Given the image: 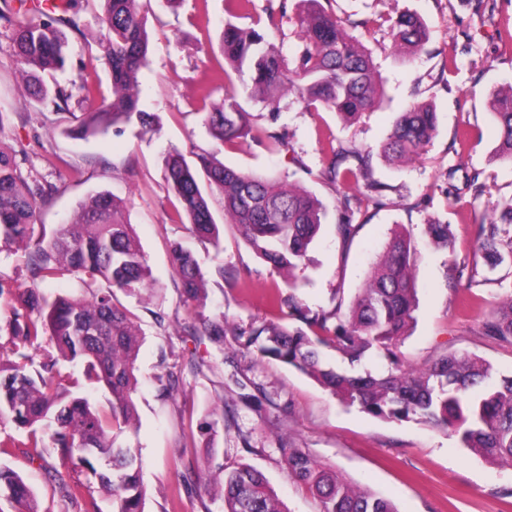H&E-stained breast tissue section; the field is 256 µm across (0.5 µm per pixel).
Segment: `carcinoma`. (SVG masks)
Here are the masks:
<instances>
[{"mask_svg":"<svg viewBox=\"0 0 512 512\" xmlns=\"http://www.w3.org/2000/svg\"><path fill=\"white\" fill-rule=\"evenodd\" d=\"M100 2L108 36L97 48L110 67L112 97L101 98L72 133L85 139L119 124H137L150 131L154 114L141 108L137 84L148 53L143 0ZM300 2L297 22L305 47L295 67H288L268 41L259 19L248 28L230 21L224 24V61L236 72L250 73L251 96L264 102L272 114L277 112L279 94L293 90L308 106L318 104L345 120H355L376 102L371 56L320 0ZM72 10L73 0L48 8L43 0H14L0 11V19L8 23L20 14L32 16L15 23L9 51L21 67L30 96L58 109L71 94L59 84H46L44 76L65 67L64 28L79 30L68 16ZM385 23L407 54L428 39L427 24L416 14L373 20L378 26ZM224 82V98L205 113V124L216 141L232 145L248 136L251 125L249 113L227 86V72ZM491 111L500 128L495 155L512 160V90L492 95ZM437 127L435 106L412 102L397 117L381 153L413 157ZM165 167L169 185L199 239H218L208 197V191L215 189L223 196L224 216L242 228L259 257L276 270L293 271L305 264L324 215L322 204L311 194L228 167L212 153L197 155L194 165L182 154L170 153ZM47 195L0 145V247L23 244L29 249L27 268L33 284L24 292L7 331L16 345L37 348L47 339L58 352V357H47L33 370L24 362L0 363V420L8 419L25 432L24 445L38 456L50 450L63 463L87 469L99 488L112 496L113 512H143L142 460L136 449L120 441L136 421L132 394L141 333L116 292L140 293L147 288L151 272L132 224L111 194L90 195L80 204L76 221L50 235L45 225L35 224L38 201ZM426 232L436 245L448 247L450 225L435 221L426 225ZM477 250L492 268L507 257L512 259V203L501 211L500 223L479 225ZM416 256L411 237L394 235L366 287L348 302L335 295L330 310L313 312L293 293H270V308H288V316L300 325L271 320L259 327L237 328L243 355L256 362L271 359L292 366L315 378L341 402L372 416L396 420L416 416L429 425L449 428L462 447L487 464L512 468V375L495 382L490 363L456 353L444 354L420 371L404 368L398 341L413 320ZM173 264L180 295L199 299L208 272L179 246L173 248ZM66 276L77 278L91 300L66 295L49 299L36 290ZM184 332L222 343L226 325L222 317H203L200 325H188ZM481 334L512 346V303L490 311ZM323 348L350 364L367 356L383 359L387 371L351 374L327 368L321 360ZM61 359L80 362L85 380L105 384L112 394L108 408L96 407L64 387ZM277 452L287 476L318 497L320 512H399L391 500L348 484L306 448L281 439ZM0 492L24 504L25 512H39L33 493L9 470H0ZM220 498L224 512H287L265 476L246 464L224 473Z\"/></svg>","mask_w":512,"mask_h":512,"instance_id":"1","label":"carcinoma"}]
</instances>
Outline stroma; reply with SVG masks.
<instances>
[{
	"label": "stroma",
	"mask_w": 512,
	"mask_h": 512,
	"mask_svg": "<svg viewBox=\"0 0 512 512\" xmlns=\"http://www.w3.org/2000/svg\"><path fill=\"white\" fill-rule=\"evenodd\" d=\"M326 9L371 52L381 100L357 121H342L324 108H307L294 95L281 98L277 115L250 96L248 74H234L238 100L251 115V133L234 146L217 144L204 122L197 88L224 65L221 33L229 21L227 0H166L147 4L149 63L138 74L141 101L155 113V131L119 125L88 139L70 136L96 98L111 96L109 67L93 42L105 32L98 0H78V30L69 32L71 57L59 83L72 89L65 109L27 96L19 66L7 50L10 31L0 25V145L14 152L23 171L50 186L37 210L47 230L70 223L82 201L108 191L125 202L154 285L139 295H120L142 336L134 395L137 422L124 444L142 458L144 512H223L208 474L247 464L261 471L288 512H319V502L289 480L275 451L287 437L350 484L391 499L399 512H512V470L488 466L461 447L457 437L415 418L371 416L341 404L324 387L294 367L273 360L239 358L238 343L226 334L223 347L184 333L199 316L225 318L239 327L274 319L266 295L288 279L246 243L224 217L220 194L211 209L220 243L197 239L180 221L169 189L165 158L178 152L188 161L211 152L227 166L258 172L316 196L326 215L295 270V293L311 309H328L335 292L351 298L384 254L395 229L409 231L418 248L416 320L399 343L404 364L428 367L445 353L477 355L500 373H512V347L480 333L491 309L512 296V263L488 270L476 250L478 225L498 218L512 201V162L496 158L500 130L489 102L512 88V0H327ZM284 10L268 35L289 65L304 48L297 15L300 0H254V16ZM414 12L428 24L429 39L413 55L400 53L378 16ZM93 82L94 97L81 90ZM430 101L438 129L421 155L408 162L380 156L381 144L411 102ZM284 134L273 151L266 133ZM370 156L367 172L331 184L323 176L336 152ZM358 230L350 241L336 233L341 216ZM448 224L449 248L426 239L431 220ZM192 250L206 269L223 267L224 280L208 282L203 302H186L175 287L172 248ZM24 249H0V278L10 287L0 297V325L13 317L17 297L30 286ZM472 279L471 288H451L453 276ZM173 372L180 387L162 399L158 374ZM264 385L274 405L262 411L238 397L236 378ZM252 434L243 448L240 431ZM0 466L18 473L42 512H85L86 469L63 464L57 455L33 457L16 446L0 454Z\"/></svg>",
	"instance_id": "obj_1"
}]
</instances>
